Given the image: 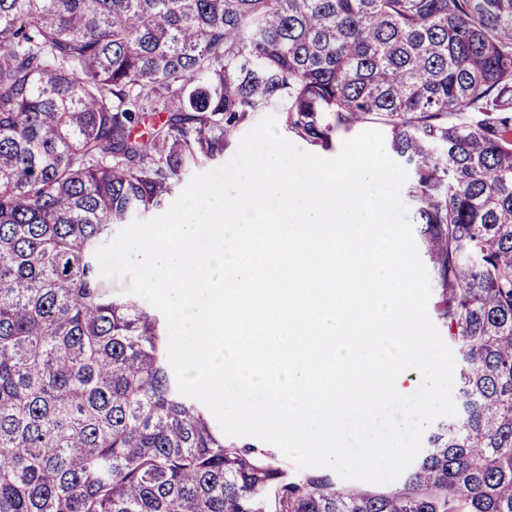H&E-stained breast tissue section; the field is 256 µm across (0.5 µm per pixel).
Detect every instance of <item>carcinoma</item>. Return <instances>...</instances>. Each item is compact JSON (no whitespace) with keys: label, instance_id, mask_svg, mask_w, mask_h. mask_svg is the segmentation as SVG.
Listing matches in <instances>:
<instances>
[{"label":"carcinoma","instance_id":"carcinoma-1","mask_svg":"<svg viewBox=\"0 0 512 512\" xmlns=\"http://www.w3.org/2000/svg\"><path fill=\"white\" fill-rule=\"evenodd\" d=\"M273 107L413 169L463 415L385 492L225 439L94 256ZM0 512H512V0H0Z\"/></svg>","mask_w":512,"mask_h":512}]
</instances>
